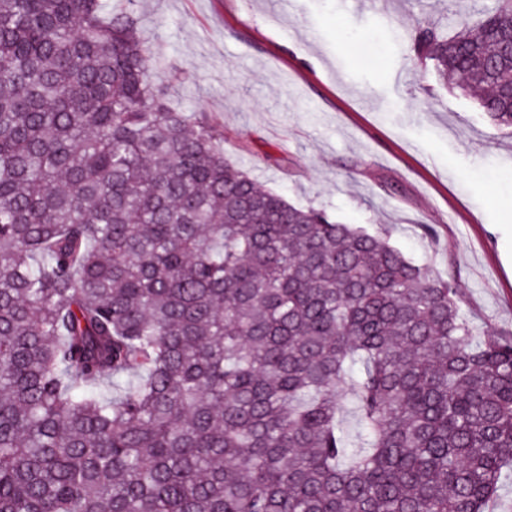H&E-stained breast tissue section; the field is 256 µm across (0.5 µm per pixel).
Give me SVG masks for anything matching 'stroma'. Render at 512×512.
I'll return each mask as SVG.
<instances>
[{"mask_svg":"<svg viewBox=\"0 0 512 512\" xmlns=\"http://www.w3.org/2000/svg\"><path fill=\"white\" fill-rule=\"evenodd\" d=\"M167 102L224 129L262 185L379 233L462 292L475 336L512 333V138L407 55L454 0H129Z\"/></svg>","mask_w":512,"mask_h":512,"instance_id":"stroma-1","label":"stroma"}]
</instances>
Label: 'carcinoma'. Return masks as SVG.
Returning a JSON list of instances; mask_svg holds the SVG:
<instances>
[{"label":"carcinoma","mask_w":512,"mask_h":512,"mask_svg":"<svg viewBox=\"0 0 512 512\" xmlns=\"http://www.w3.org/2000/svg\"><path fill=\"white\" fill-rule=\"evenodd\" d=\"M480 13L410 57L512 136V0ZM156 54L120 2L0 0V512H487L512 336L224 158Z\"/></svg>","instance_id":"obj_1"}]
</instances>
